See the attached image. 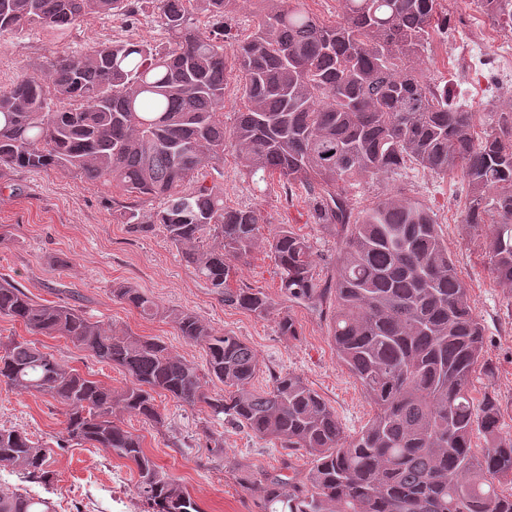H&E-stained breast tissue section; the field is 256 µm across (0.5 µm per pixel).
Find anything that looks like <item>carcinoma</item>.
<instances>
[{
    "label": "carcinoma",
    "mask_w": 512,
    "mask_h": 512,
    "mask_svg": "<svg viewBox=\"0 0 512 512\" xmlns=\"http://www.w3.org/2000/svg\"><path fill=\"white\" fill-rule=\"evenodd\" d=\"M162 46L95 43L0 89V168L57 170L92 185L158 201L120 212L134 233L159 226L182 261L216 298L264 318L275 302L262 289L231 287L235 264L252 257L261 212L230 209L207 186L231 140L250 179L274 173L309 191L313 223L337 235L332 274L315 272L311 246L289 225L266 239L280 269L281 296L329 320L339 362L360 384L373 415L354 437L300 375L277 372L266 389L254 351L216 333L197 315L173 311L180 335L200 346L206 373L172 355L158 338L122 334L80 310L39 303L0 282V316L31 333L61 336L101 362L123 368L119 394L65 367L33 343H0V384L39 394L65 409L64 440L103 448L137 469L135 494L147 512H201L187 489L148 456L140 436L115 419L162 415L153 392L207 409L218 421L275 440L284 456L311 458L306 479L262 474V512H512V434L487 397L476 401L472 373L483 327L469 289L431 209L393 194L352 217L351 182L377 179L406 163L469 187L465 226L486 228L485 252L498 282L512 288V110L476 113L416 68L432 33L448 27L439 0H340L341 17L320 22L304 0H261L245 40L224 45V15L240 0H155ZM142 0H0V34L56 32L92 14L135 16ZM512 32V0H479ZM214 19L200 31L193 10ZM239 72L244 110L224 129V80ZM114 297L145 318L159 312L138 289ZM281 335L301 336L284 312ZM218 381L223 392H211ZM487 439L479 456L473 433ZM50 449L15 426H0V462L20 482L48 487ZM0 512H55L50 499L0 482Z\"/></svg>",
    "instance_id": "obj_1"
}]
</instances>
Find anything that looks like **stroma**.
Instances as JSON below:
<instances>
[{"label": "stroma", "mask_w": 512, "mask_h": 512, "mask_svg": "<svg viewBox=\"0 0 512 512\" xmlns=\"http://www.w3.org/2000/svg\"><path fill=\"white\" fill-rule=\"evenodd\" d=\"M449 21L447 32L435 34L423 54L427 76L448 83L473 105L475 112L500 109L512 102V88L494 99L480 96L483 85L496 77L497 62L485 47L472 59L448 63V49L467 47L475 32H495L512 42V32L494 29L474 0H440ZM165 43L166 34L152 0H145L136 20L96 15L61 33L27 30L0 35V87L44 70L53 56L77 52L95 42ZM224 194L230 208L256 207L264 216L262 236L275 225H291L312 248L319 277L333 271L339 250L337 237L313 224L306 191L298 184L283 188L278 178L256 187L243 175L237 152L226 145L220 171L206 179ZM389 194H400L429 207L452 252L460 277L469 288L472 308L484 328L483 359L472 376L476 397L497 399L503 430L512 432V288L498 283L484 250L483 232L463 229L468 187L460 174L440 178L410 164L379 179L355 185L349 192L359 211ZM127 198L116 188H101L59 171L0 169V278L17 284L34 301L57 302L81 310L112 329L161 339L169 351L196 366L205 353L179 335L171 311H190L215 331L238 336L256 353L261 370L253 384L264 389L272 371L301 375L334 409L347 434L361 430L373 414L359 385L337 358L325 319L302 307H291L299 324V339L280 336L276 315L256 317L219 302L194 270L185 265L162 230L141 235L119 221ZM234 285L263 289L279 298L280 270L258 246L250 263L238 265ZM126 285L153 297L160 313L142 318L114 298L112 290ZM33 342L62 365L100 381L113 391L129 384L118 367L98 361L61 336L29 332L21 322L0 318V339ZM163 415L152 425L127 414L123 428L139 435L143 448L163 470L177 479L202 512H259L257 494L239 481L243 471L279 472L281 449L233 425L212 420L204 408L180 405L156 393ZM0 425L24 429L33 441L52 447L55 480L48 494L56 512H144L135 494V467L100 448H60L56 438L65 427L63 408L40 395L17 393L0 385ZM224 435V458L215 460L205 446V430Z\"/></svg>", "instance_id": "stroma-1"}]
</instances>
